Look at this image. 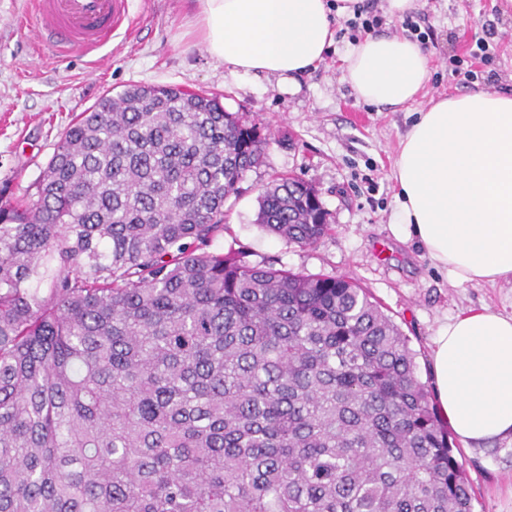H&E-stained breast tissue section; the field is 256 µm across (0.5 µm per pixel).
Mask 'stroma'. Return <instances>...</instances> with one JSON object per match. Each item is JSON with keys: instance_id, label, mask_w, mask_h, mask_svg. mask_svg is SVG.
<instances>
[{"instance_id": "35a3bbf8", "label": "stroma", "mask_w": 512, "mask_h": 512, "mask_svg": "<svg viewBox=\"0 0 512 512\" xmlns=\"http://www.w3.org/2000/svg\"><path fill=\"white\" fill-rule=\"evenodd\" d=\"M135 22L96 54L61 56L37 36L29 0H0V196L33 192L72 118L106 93L130 84L167 85L217 94L225 109L246 113L270 131L260 165L224 205L226 229L214 250H243L250 262L276 261L306 274L346 275L365 288L409 337L417 372L428 381L432 338L459 310L487 305L512 314V285L451 284L416 242L394 224L393 178L399 143L435 98L493 86L512 90V8L506 0H418L416 21L431 25V74L415 102L397 109L357 102L342 82L340 60L352 46L335 21L317 68L284 85L275 76L236 75L184 38L192 0H129ZM493 21L488 63L464 81L453 62L468 58L482 25ZM296 176L318 190L330 231L300 248L256 222L258 199L274 179ZM472 487L473 512H512V439L457 447Z\"/></svg>"}]
</instances>
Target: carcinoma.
<instances>
[{"mask_svg":"<svg viewBox=\"0 0 512 512\" xmlns=\"http://www.w3.org/2000/svg\"><path fill=\"white\" fill-rule=\"evenodd\" d=\"M269 144L129 85L0 203V512H473L408 337L346 276L211 250ZM256 223L329 230L279 178Z\"/></svg>","mask_w":512,"mask_h":512,"instance_id":"obj_1","label":"carcinoma"}]
</instances>
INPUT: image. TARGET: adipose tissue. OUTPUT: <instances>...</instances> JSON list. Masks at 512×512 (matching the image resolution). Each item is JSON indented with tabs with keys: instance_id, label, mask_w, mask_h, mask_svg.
<instances>
[{
	"instance_id": "1",
	"label": "adipose tissue",
	"mask_w": 512,
	"mask_h": 512,
	"mask_svg": "<svg viewBox=\"0 0 512 512\" xmlns=\"http://www.w3.org/2000/svg\"><path fill=\"white\" fill-rule=\"evenodd\" d=\"M360 0H195L191 35L234 74L289 82L314 69L334 19ZM357 101L414 102L430 56L401 35H369L341 59ZM396 224L456 285L512 284V93L489 87L421 110L401 141ZM439 410L463 446L512 438V315L460 310L433 340Z\"/></svg>"
}]
</instances>
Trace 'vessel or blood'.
Masks as SVG:
<instances>
[{
  "mask_svg": "<svg viewBox=\"0 0 512 512\" xmlns=\"http://www.w3.org/2000/svg\"><path fill=\"white\" fill-rule=\"evenodd\" d=\"M39 34L62 54H90L132 25L127 0H31Z\"/></svg>",
  "mask_w": 512,
  "mask_h": 512,
  "instance_id": "vessel-or-blood-1",
  "label": "vessel or blood"
}]
</instances>
